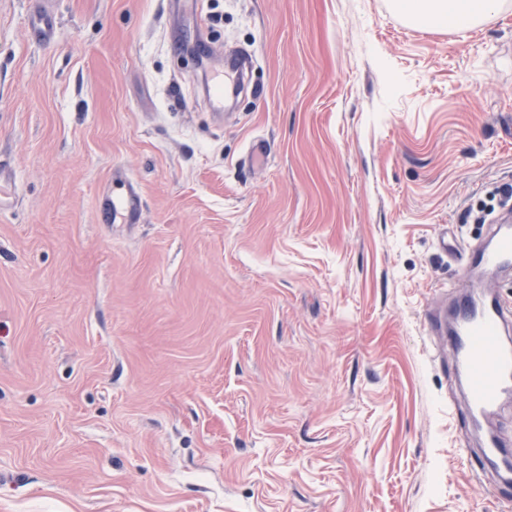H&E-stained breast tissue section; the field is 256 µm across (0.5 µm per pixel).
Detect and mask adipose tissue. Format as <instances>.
I'll list each match as a JSON object with an SVG mask.
<instances>
[{
	"instance_id": "ef3b65f1",
	"label": "adipose tissue",
	"mask_w": 512,
	"mask_h": 512,
	"mask_svg": "<svg viewBox=\"0 0 512 512\" xmlns=\"http://www.w3.org/2000/svg\"><path fill=\"white\" fill-rule=\"evenodd\" d=\"M500 0H390L392 12L413 25L463 30L490 21Z\"/></svg>"
}]
</instances>
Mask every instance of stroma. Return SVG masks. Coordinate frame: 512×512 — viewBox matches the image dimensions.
I'll list each match as a JSON object with an SVG mask.
<instances>
[{
  "mask_svg": "<svg viewBox=\"0 0 512 512\" xmlns=\"http://www.w3.org/2000/svg\"><path fill=\"white\" fill-rule=\"evenodd\" d=\"M194 2L0 0V512H512L426 325L512 184V7ZM181 39L250 54L231 111ZM391 11L411 25L468 29L490 21L499 0H390ZM100 211L107 212L111 217L121 216L124 222H134L139 216V198L133 184H129L127 191L120 197L104 194L98 199Z\"/></svg>",
  "mask_w": 512,
  "mask_h": 512,
  "instance_id": "stroma-1",
  "label": "stroma"
}]
</instances>
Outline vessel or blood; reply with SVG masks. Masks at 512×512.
Returning a JSON list of instances; mask_svg holds the SVG:
<instances>
[{
	"mask_svg": "<svg viewBox=\"0 0 512 512\" xmlns=\"http://www.w3.org/2000/svg\"><path fill=\"white\" fill-rule=\"evenodd\" d=\"M245 70L232 65L216 72L211 105L224 107V89L243 80ZM98 208L132 222L139 216L135 186L125 194L98 199ZM489 241L476 250L460 252L458 290L452 301L435 302L426 317L441 348L450 350L466 390V410L472 427L483 430L478 447L469 454L481 470L494 473L504 497L512 496V443L501 438L494 418L505 396L512 395V306L497 293L485 273L512 267V225L493 220Z\"/></svg>",
	"mask_w": 512,
	"mask_h": 512,
	"instance_id": "obj_1",
	"label": "vessel or blood"
}]
</instances>
